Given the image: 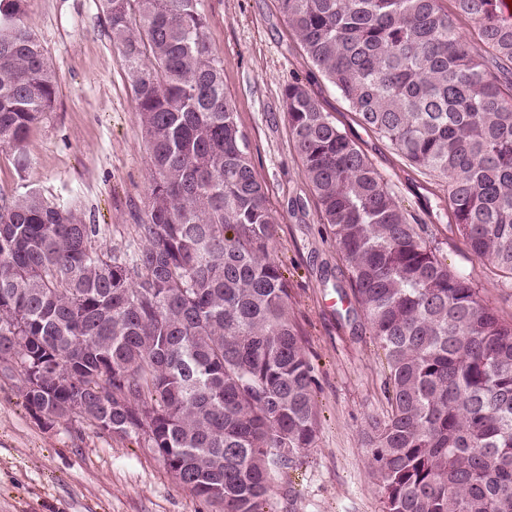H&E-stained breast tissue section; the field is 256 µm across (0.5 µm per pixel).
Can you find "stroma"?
Listing matches in <instances>:
<instances>
[{
  "mask_svg": "<svg viewBox=\"0 0 512 512\" xmlns=\"http://www.w3.org/2000/svg\"><path fill=\"white\" fill-rule=\"evenodd\" d=\"M208 39L224 65L258 177L277 217L271 256L288 280V311L316 381L320 430L296 467L275 474L273 512H382L368 466L366 420L386 405V364L368 326L336 292L347 271L294 150L282 90L301 80L373 163L411 223L448 265L512 320V290L473 257L444 208V179L411 167L361 126L340 93L313 68L278 0H203ZM27 16L59 77L53 112L28 140L32 166L18 176L0 151V190L21 185L80 205L105 247L132 242L150 167L125 67L98 0H27ZM303 200V209L292 200ZM0 512H224L180 486L134 440L80 421L45 426L25 408L15 381L0 377Z\"/></svg>",
  "mask_w": 512,
  "mask_h": 512,
  "instance_id": "obj_1",
  "label": "stroma"
}]
</instances>
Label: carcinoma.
I'll return each instance as SVG.
<instances>
[{"label": "carcinoma", "mask_w": 512, "mask_h": 512, "mask_svg": "<svg viewBox=\"0 0 512 512\" xmlns=\"http://www.w3.org/2000/svg\"><path fill=\"white\" fill-rule=\"evenodd\" d=\"M278 2L358 121L446 180L458 234L512 288V19L500 0ZM201 4L100 0L151 170L137 247L98 245L97 225L36 188L0 194V376L46 426L133 436L224 512H265L319 412L269 252L277 219ZM57 92L26 0H0V148L20 176ZM282 101L318 223L386 360L387 407L366 432L383 512H512V321L419 234L306 84L288 83Z\"/></svg>", "instance_id": "1"}]
</instances>
